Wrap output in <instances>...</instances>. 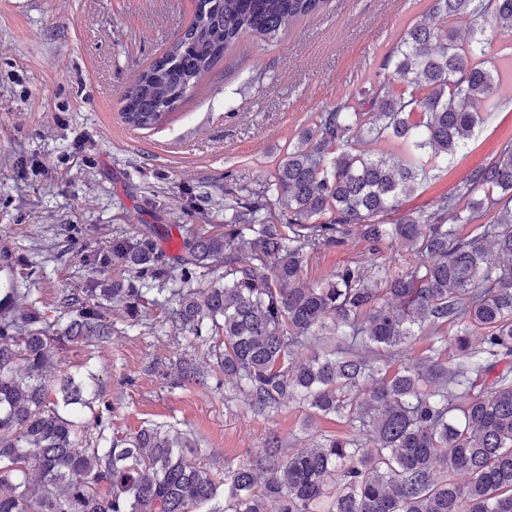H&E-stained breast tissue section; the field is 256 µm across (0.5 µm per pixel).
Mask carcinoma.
I'll list each match as a JSON object with an SVG mask.
<instances>
[{
	"label": "carcinoma",
	"mask_w": 512,
	"mask_h": 512,
	"mask_svg": "<svg viewBox=\"0 0 512 512\" xmlns=\"http://www.w3.org/2000/svg\"><path fill=\"white\" fill-rule=\"evenodd\" d=\"M328 4L196 0L184 31L124 90L123 121L154 128L243 38L272 43ZM505 33L512 0H430L374 81L317 113L269 179L225 188L224 223L183 238L178 266L141 230L112 241V261L138 282L100 294L132 312L160 305L173 327L211 342L224 391L253 412L297 399L306 427L334 418L348 431L288 457L269 437L222 476L172 425L92 448L103 413L81 423L70 409L89 406L88 382L59 369L62 412L44 373L59 346L110 335L103 311L69 298L77 317L54 336L38 309L0 306V512H192L220 499L224 512H512V142L425 208L386 220L498 109L488 54ZM364 136L400 141L407 160L365 153ZM491 209L489 223L459 233ZM355 238L367 246L358 261L303 281L314 254ZM394 247L409 255L401 266L382 259ZM319 331L336 345L295 360ZM423 336L426 354L405 363ZM206 380L190 362L173 378Z\"/></svg>",
	"instance_id": "carcinoma-1"
}]
</instances>
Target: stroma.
<instances>
[{"mask_svg":"<svg viewBox=\"0 0 512 512\" xmlns=\"http://www.w3.org/2000/svg\"><path fill=\"white\" fill-rule=\"evenodd\" d=\"M193 9V0H0V278L25 289L50 333L75 316L64 303L75 289L132 278L112 260L113 239L148 224L172 256L195 225L223 223L228 175L265 181L316 112L374 77L426 3L330 0L277 42L244 38L157 128L130 130L125 88ZM498 97L493 121L475 129L433 187L405 199L402 213L453 189L512 141V78ZM91 301L107 314L109 339L60 353L90 378L84 419L105 413L91 445L175 424L195 433L202 463L218 472L251 459L271 434L288 454L308 446L307 411L296 403L260 416L225 399L215 381L171 384L178 361L205 369L213 360L208 343L173 330L163 307L132 317L101 296Z\"/></svg>","mask_w":512,"mask_h":512,"instance_id":"35a3bbf8","label":"stroma"}]
</instances>
